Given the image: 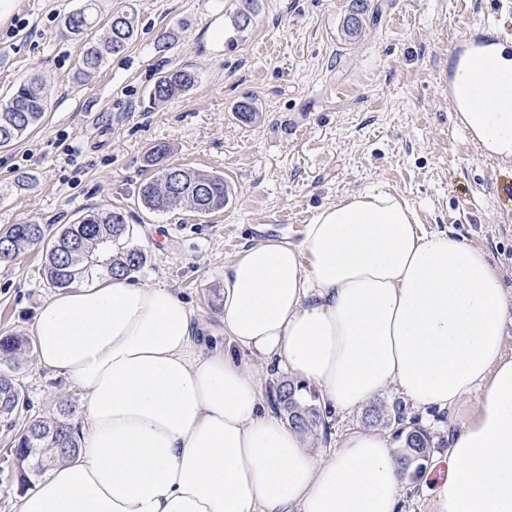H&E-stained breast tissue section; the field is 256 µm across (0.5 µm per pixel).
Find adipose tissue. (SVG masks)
I'll return each mask as SVG.
<instances>
[{"label":"adipose tissue","mask_w":512,"mask_h":512,"mask_svg":"<svg viewBox=\"0 0 512 512\" xmlns=\"http://www.w3.org/2000/svg\"><path fill=\"white\" fill-rule=\"evenodd\" d=\"M467 121L512 155V109L478 100ZM220 314L228 348L196 340L189 304L160 284L81 280L45 299L38 364L85 394L86 427L19 512H402L408 471L389 440L357 430L313 455L261 399L265 358L335 414L392 387L439 409L481 390L429 512H512V294L484 249L424 232L371 188L323 207L300 243L240 251Z\"/></svg>","instance_id":"ef3b65f1"}]
</instances>
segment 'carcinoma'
<instances>
[{
	"mask_svg": "<svg viewBox=\"0 0 512 512\" xmlns=\"http://www.w3.org/2000/svg\"><path fill=\"white\" fill-rule=\"evenodd\" d=\"M254 0H241V6L232 16L235 32H244L252 24ZM98 24V13L93 0L71 12L65 19L70 33L84 38L78 79L90 80L101 70L108 57L124 52L136 33L135 16L117 10L108 20V36L103 41L88 39ZM197 74L187 67L167 70L155 82L150 97L167 101L181 97L195 85ZM49 106L46 85L38 78L20 82L5 99H0V148H8L32 132L42 121ZM168 149L155 145L150 149L149 161L157 167L156 176L142 182L138 189L141 205L152 212L188 208L207 216L224 209L229 186L221 174L201 173L185 165L167 162ZM132 235L128 216L112 208L86 211L77 221L65 225L51 241L45 263V278L54 288H66L75 280H92L112 275L131 276L147 262L144 251L130 248L125 241ZM45 240L43 225L13 224L0 236V264L11 262L21 250ZM30 342L23 336L0 337V359L18 360ZM21 398L18 385L9 377H0V419L10 421ZM275 409L288 424L302 434H309L321 423L317 408L304 403L298 396V387L283 381L273 399ZM402 408L395 407L393 420L400 425L399 461L406 467L415 466L419 474L426 468L433 437L419 426L403 425ZM78 407L70 400L62 401L56 411L23 421V429L14 440L10 456L16 466L15 475L23 490L33 487L36 478L48 468L46 459L56 463L75 456L80 449L75 417Z\"/></svg>",
	"mask_w": 512,
	"mask_h": 512,
	"instance_id": "cac0c4a2",
	"label": "carcinoma"
}]
</instances>
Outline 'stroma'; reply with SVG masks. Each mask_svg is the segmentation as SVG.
<instances>
[{
  "label": "stroma",
  "mask_w": 512,
  "mask_h": 512,
  "mask_svg": "<svg viewBox=\"0 0 512 512\" xmlns=\"http://www.w3.org/2000/svg\"><path fill=\"white\" fill-rule=\"evenodd\" d=\"M82 0H17L0 24V99L39 77L50 91L42 123L0 150V233L33 222L58 231L87 209L117 208L133 228L130 243L147 263L135 283L172 288L194 311L208 340L223 341L219 316L224 268L251 242H300L321 206L382 183L413 207L425 231H451L485 249L512 289V163L500 165L450 120L443 86L448 47L469 26L512 23V0H256L242 33L231 18L239 0H98L104 38L110 15L134 10L136 37L77 84L79 42L65 16ZM359 15L362 28L345 34ZM175 33L166 51L159 37ZM190 66L197 83L185 96L155 101L160 73ZM251 98L259 117L237 119ZM165 144L168 161L223 174L232 196L223 211L201 217L187 209L142 207L140 184L155 175L148 150ZM29 174L28 186L16 178ZM45 246L22 250L0 266V336H28L52 295ZM20 384L26 416H41L85 396L35 355L0 361V374ZM471 395L424 419L387 390L377 405L403 406L406 423L431 433L432 455L471 418ZM363 410L336 417L329 432L306 438L324 455L364 428ZM0 421V512H17L21 489Z\"/></svg>",
  "instance_id": "1"
}]
</instances>
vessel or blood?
Returning a JSON list of instances; mask_svg holds the SVG:
<instances>
[{"instance_id": "obj_1", "label": "vessel or blood", "mask_w": 512, "mask_h": 512, "mask_svg": "<svg viewBox=\"0 0 512 512\" xmlns=\"http://www.w3.org/2000/svg\"><path fill=\"white\" fill-rule=\"evenodd\" d=\"M512 40V27L500 24L473 26L455 39L448 53V78L445 92L452 100L451 120L459 128H466V111L469 101L458 98L459 77H467L472 99L494 100L503 95H512V74L497 75L489 80L485 77L488 69L494 68L499 51L505 42Z\"/></svg>"}]
</instances>
